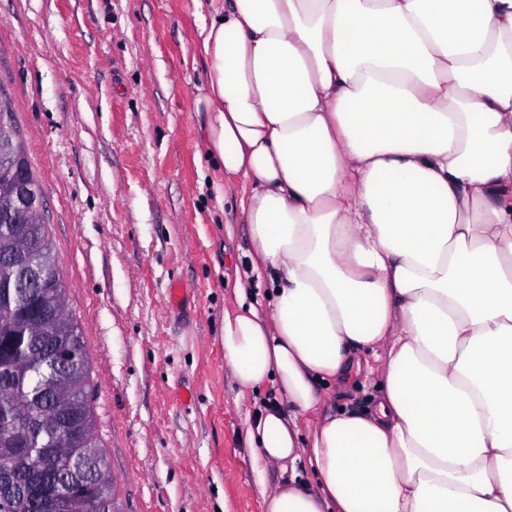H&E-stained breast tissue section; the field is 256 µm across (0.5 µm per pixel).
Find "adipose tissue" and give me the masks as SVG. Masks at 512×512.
Masks as SVG:
<instances>
[{
	"label": "adipose tissue",
	"mask_w": 512,
	"mask_h": 512,
	"mask_svg": "<svg viewBox=\"0 0 512 512\" xmlns=\"http://www.w3.org/2000/svg\"><path fill=\"white\" fill-rule=\"evenodd\" d=\"M195 48L251 240L224 365L277 394L265 512H512V0H210ZM360 366L375 412L327 409ZM270 283L265 279L254 278L245 289L246 303H253L259 311H266L269 303Z\"/></svg>",
	"instance_id": "ef3b65f1"
}]
</instances>
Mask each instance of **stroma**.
Returning <instances> with one entry per match:
<instances>
[{
  "label": "stroma",
  "mask_w": 512,
  "mask_h": 512,
  "mask_svg": "<svg viewBox=\"0 0 512 512\" xmlns=\"http://www.w3.org/2000/svg\"><path fill=\"white\" fill-rule=\"evenodd\" d=\"M199 22L194 0H0V92L44 191L120 512H263L279 479L246 437L274 389L239 396L224 366L251 244L240 184L202 144Z\"/></svg>",
  "instance_id": "35a3bbf8"
}]
</instances>
